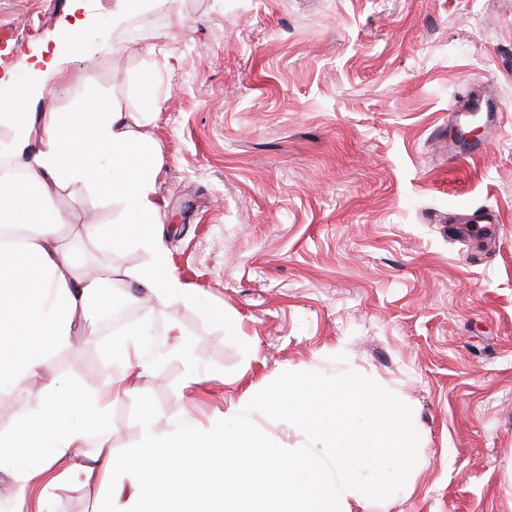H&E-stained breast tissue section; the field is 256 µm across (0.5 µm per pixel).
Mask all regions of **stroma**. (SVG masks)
Masks as SVG:
<instances>
[{
    "instance_id": "35a3bbf8",
    "label": "stroma",
    "mask_w": 512,
    "mask_h": 512,
    "mask_svg": "<svg viewBox=\"0 0 512 512\" xmlns=\"http://www.w3.org/2000/svg\"><path fill=\"white\" fill-rule=\"evenodd\" d=\"M84 3L73 17L69 0H0V81L49 50L66 74L39 110L76 111L92 91L141 112L155 96L134 131L159 148L170 267L198 293L139 307L162 328L160 365L90 445L140 447L148 405L160 431L230 435L228 410L282 372L352 370L410 406L420 435L375 512H512V0ZM116 14L158 22L130 40ZM487 93L500 118L478 116L482 151L446 164L433 130ZM51 203L81 272L149 265L106 238L132 225L111 191L62 183ZM478 214L497 220L494 253L454 232ZM110 361L50 351L0 400V431L50 381L104 387Z\"/></svg>"
}]
</instances>
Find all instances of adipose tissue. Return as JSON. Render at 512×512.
<instances>
[{
	"label": "adipose tissue",
	"mask_w": 512,
	"mask_h": 512,
	"mask_svg": "<svg viewBox=\"0 0 512 512\" xmlns=\"http://www.w3.org/2000/svg\"><path fill=\"white\" fill-rule=\"evenodd\" d=\"M30 72L38 86L24 78L0 86V120L12 127L0 154L23 173L19 182L0 178L1 396L23 390L49 351L71 346L105 286L103 279L77 272L60 246L49 184L116 186L129 217L149 225L163 218L158 152L136 139V116L108 107L94 94L81 112H28V105L51 93L65 63L40 58ZM126 239L151 255L148 271L133 276L145 293L194 300L169 267L161 233H130ZM112 351L109 385L85 390L49 383L14 433L0 432V474L10 480L16 501L41 503L47 489L70 483L91 492L96 512H260L251 489L283 480L290 498L312 500L320 512H364L377 501V488L359 483L353 472L354 449L324 453L325 431L311 413L304 420L313 447L286 456L247 418L244 403L235 409L229 438L188 428L158 432L157 413L148 407L139 448L119 457L108 449L89 451L91 426L107 420L113 398L135 392L136 377L146 367L139 332L113 341ZM204 457L218 461L219 469L193 477L195 462Z\"/></svg>",
	"instance_id": "adipose-tissue-1"
}]
</instances>
